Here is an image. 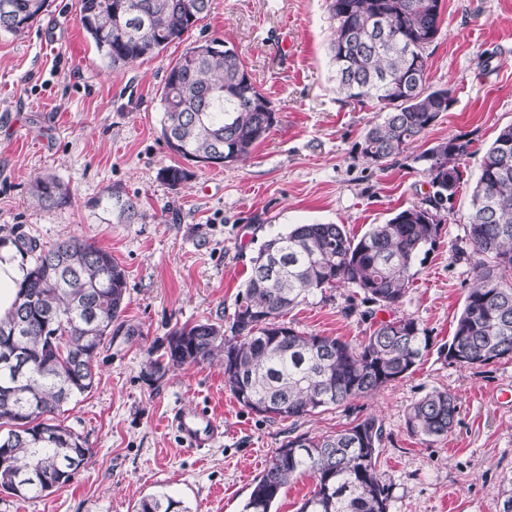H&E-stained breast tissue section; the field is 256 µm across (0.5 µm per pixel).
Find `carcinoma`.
<instances>
[{"instance_id":"obj_1","label":"carcinoma","mask_w":512,"mask_h":512,"mask_svg":"<svg viewBox=\"0 0 512 512\" xmlns=\"http://www.w3.org/2000/svg\"><path fill=\"white\" fill-rule=\"evenodd\" d=\"M326 2L336 92L381 112L357 150L383 167L420 140L452 101L450 89L426 86L427 50L440 32L443 0ZM192 3L199 5L194 19L187 10ZM49 7V0H0V33L25 35ZM210 10L211 0H80V21L102 59L117 67L160 53ZM160 101L161 138L194 163L217 154L224 168L242 162L277 123L271 101L224 41L207 54L188 49L168 69ZM468 146L452 137L417 156L432 194L358 239L341 224H295L276 233L252 260L230 334L208 321L174 327L163 359L149 361L152 374L216 362L244 408L284 420L370 396L413 373L431 346L413 317L378 322L358 345L299 332L281 318L340 284L357 289L365 302L400 304L417 258L436 244ZM477 168L467 216L473 283L453 336L440 347L461 368L512 357V125L499 131ZM158 176L175 188L191 172L166 166ZM33 193L47 209L68 202L53 177L38 180ZM12 244L34 260L24 270L13 312L0 320V351L17 352L10 362L0 360V428L6 429L0 491L10 492L11 476L23 477L16 498L28 500L65 487L85 463L89 449L55 415L93 388L98 355L124 326L127 280L110 252L80 236L47 249L24 236ZM458 414V398L434 390L410 408L407 429L438 439ZM383 436L382 421L371 415L334 435L289 438L255 479L243 512H272L303 474L315 487L300 512H388V489L376 469ZM136 512L186 510L161 493L141 499Z\"/></svg>"}]
</instances>
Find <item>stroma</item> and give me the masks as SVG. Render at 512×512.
<instances>
[{
	"mask_svg": "<svg viewBox=\"0 0 512 512\" xmlns=\"http://www.w3.org/2000/svg\"><path fill=\"white\" fill-rule=\"evenodd\" d=\"M428 53V84L453 102L423 139L386 166L356 151L376 114L341 100L332 81V22L325 0H212L210 14L158 55L109 67L86 37L78 0H53L21 37L0 35V238L22 233L51 245L80 235L111 252L126 272L123 318L134 336L106 340L89 393L59 419L85 439L86 463L69 486L18 500L0 492V512H134L164 492L188 512H242L274 450L293 434L328 435L378 415L384 441L377 470L389 512H502L512 496V359L460 368L437 348L452 336L472 285L466 216L480 154L512 124V0H443ZM217 38L232 44L277 124L236 167H194L177 188L158 178L182 164L160 138V90L187 49ZM469 141L470 158L433 249L419 257L402 302L383 309L339 286L309 297L285 321L298 331L359 344L376 322L416 318L434 344L408 377L366 398L319 409L299 421L243 408L219 364L152 376L174 326H230L251 261L293 224L344 225L355 237L418 204L430 191L415 158L448 137ZM55 176L67 205L45 209L35 181ZM137 197L128 222L107 195ZM459 399L447 437L410 435L409 408L432 390ZM199 407L224 435L187 449L169 421Z\"/></svg>",
	"mask_w": 512,
	"mask_h": 512,
	"instance_id": "obj_1",
	"label": "stroma"
}]
</instances>
